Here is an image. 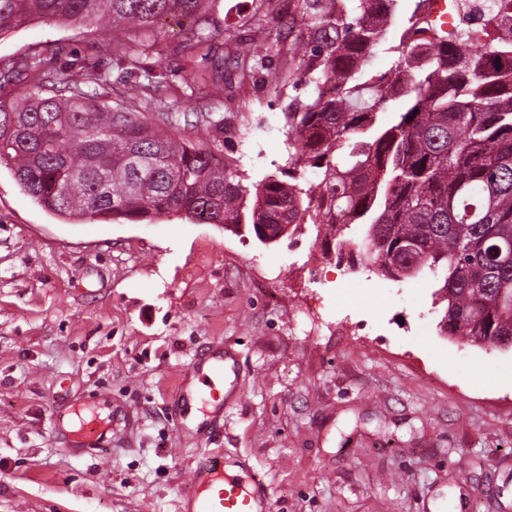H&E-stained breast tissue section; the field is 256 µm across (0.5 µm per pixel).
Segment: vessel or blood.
Masks as SVG:
<instances>
[{"mask_svg":"<svg viewBox=\"0 0 512 512\" xmlns=\"http://www.w3.org/2000/svg\"><path fill=\"white\" fill-rule=\"evenodd\" d=\"M188 478L195 488L189 512H268V488L262 480L246 485L208 455H201Z\"/></svg>","mask_w":512,"mask_h":512,"instance_id":"obj_1","label":"vessel or blood"}]
</instances>
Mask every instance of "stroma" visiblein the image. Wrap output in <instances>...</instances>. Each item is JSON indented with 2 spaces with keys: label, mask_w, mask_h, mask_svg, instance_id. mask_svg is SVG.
<instances>
[{
  "label": "stroma",
  "mask_w": 512,
  "mask_h": 512,
  "mask_svg": "<svg viewBox=\"0 0 512 512\" xmlns=\"http://www.w3.org/2000/svg\"><path fill=\"white\" fill-rule=\"evenodd\" d=\"M248 2L223 0L206 59L176 25L121 62L110 28L34 21L0 36V61L39 52L63 81L105 72L116 98L156 76L181 134L255 182L280 175L282 110L307 88L274 78L303 26L296 0L243 23ZM414 5L387 19L364 77L390 68ZM238 41L271 46L246 83ZM213 113L223 131L197 126ZM315 235L72 223L1 166L0 512H182L204 450L263 479L270 512H512V350L439 335L431 275L349 272ZM212 355L224 383L191 400L185 371ZM91 420L110 426L97 455L75 443Z\"/></svg>",
  "instance_id": "obj_1"
}]
</instances>
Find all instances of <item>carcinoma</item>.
Here are the masks:
<instances>
[{
  "instance_id": "carcinoma-1",
  "label": "carcinoma",
  "mask_w": 512,
  "mask_h": 512,
  "mask_svg": "<svg viewBox=\"0 0 512 512\" xmlns=\"http://www.w3.org/2000/svg\"><path fill=\"white\" fill-rule=\"evenodd\" d=\"M303 21L294 86H311L286 105L282 179L249 186L237 161H218L208 144L177 137L163 82L134 85L112 100L105 74L89 87L49 81L52 59L34 53L0 77L39 71L28 97L0 99V166L37 203L68 220L150 224L167 214L196 224L245 228L264 244L272 224L334 228L338 256L352 268L401 281L428 273L441 336L473 346L512 343V0L480 15L484 37L450 33L430 19L427 0L411 17L388 72L362 80L386 16L366 19L381 0H296ZM221 0H0V34L35 19L60 26L110 25L146 49L158 23L190 18V47L212 50L223 34ZM241 80L261 60L235 50ZM150 92L157 117L131 101ZM401 103L392 122L379 111ZM315 179L301 183L300 173ZM360 234L345 236L351 226Z\"/></svg>"
}]
</instances>
